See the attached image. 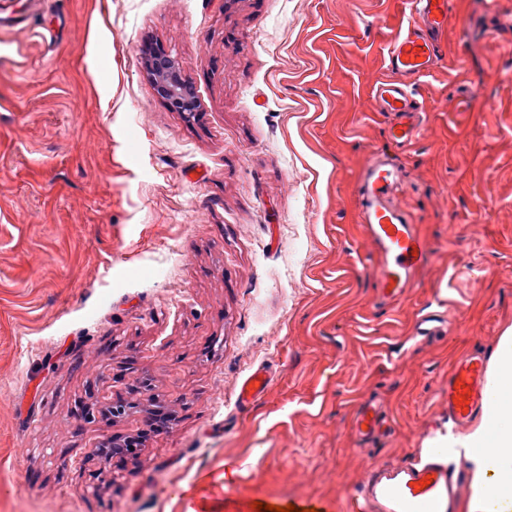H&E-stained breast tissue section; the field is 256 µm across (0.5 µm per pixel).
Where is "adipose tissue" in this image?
<instances>
[{
    "mask_svg": "<svg viewBox=\"0 0 512 512\" xmlns=\"http://www.w3.org/2000/svg\"><path fill=\"white\" fill-rule=\"evenodd\" d=\"M491 396L464 435L448 445L463 451L471 485L466 512H512V330L488 362Z\"/></svg>",
    "mask_w": 512,
    "mask_h": 512,
    "instance_id": "adipose-tissue-1",
    "label": "adipose tissue"
}]
</instances>
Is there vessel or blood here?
I'll return each instance as SVG.
<instances>
[{
  "label": "vessel or blood",
  "mask_w": 512,
  "mask_h": 512,
  "mask_svg": "<svg viewBox=\"0 0 512 512\" xmlns=\"http://www.w3.org/2000/svg\"><path fill=\"white\" fill-rule=\"evenodd\" d=\"M452 17L451 0H410V14L388 47V75L375 87L381 111L393 114L390 139L399 147L420 134V105L414 98L416 80L429 71L436 58L437 41ZM402 171L394 159L375 156L357 187L360 218L375 245L381 263L378 286L383 300H399L413 275L425 262L426 245L409 215L395 201ZM448 320L440 312L421 316L415 333L441 336ZM269 384L265 372L248 375L240 386V407L262 397ZM489 392L486 359L477 351L461 356L448 374V418L466 426L479 412ZM356 434L364 440L383 435L386 422L374 404H364L354 419ZM461 484L448 467L443 445L429 448L425 457L409 460L393 470L375 469L356 485L347 500V512H455Z\"/></svg>",
  "instance_id": "vessel-or-blood-1"
}]
</instances>
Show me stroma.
Listing matches in <instances>:
<instances>
[{
	"label": "stroma",
	"mask_w": 512,
	"mask_h": 512,
	"mask_svg": "<svg viewBox=\"0 0 512 512\" xmlns=\"http://www.w3.org/2000/svg\"><path fill=\"white\" fill-rule=\"evenodd\" d=\"M408 14L0 0V512H346L372 468L454 434L451 366L512 327V0H454L414 86L424 122L397 162L429 259L384 306L354 188L388 146L372 91ZM149 46L196 112L156 95ZM433 309L447 335L415 337ZM139 376L169 431L93 455L137 430L106 408ZM369 398L392 431L362 446ZM269 384L264 371H255L248 375L240 386L238 395L239 405L246 408L262 397Z\"/></svg>",
	"instance_id": "obj_1"
}]
</instances>
